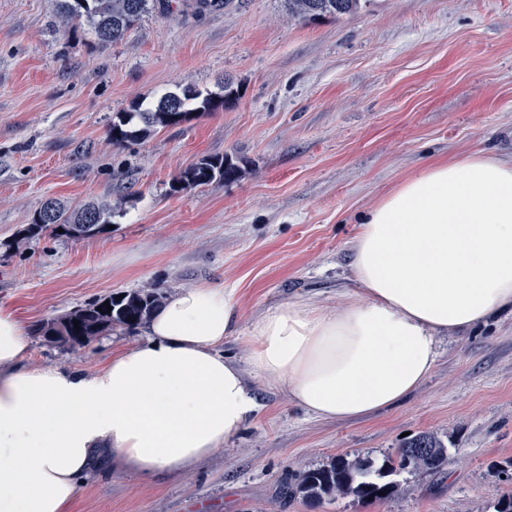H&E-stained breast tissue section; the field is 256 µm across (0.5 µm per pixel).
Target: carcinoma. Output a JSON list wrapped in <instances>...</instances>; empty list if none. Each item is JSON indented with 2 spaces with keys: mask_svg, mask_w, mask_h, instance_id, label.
Masks as SVG:
<instances>
[{
  "mask_svg": "<svg viewBox=\"0 0 512 512\" xmlns=\"http://www.w3.org/2000/svg\"><path fill=\"white\" fill-rule=\"evenodd\" d=\"M182 6L198 12H216L224 9V0H182ZM361 7V0H288L291 14L305 20L353 14ZM151 9L169 13L172 0H56L57 18L65 23L76 21L87 27L99 45L123 39ZM239 96V88L226 82L218 92H204L187 86L164 94L146 107L134 102L129 110L118 112L113 118L110 129L112 143L124 146L145 140L155 129L181 124L194 114L229 109ZM239 174L240 166L233 157L227 154L203 156L179 173L171 184V191H187L214 181L231 182ZM111 212L108 204H88L71 211L60 202L49 199L34 213L30 229L34 232L48 230L55 236L61 228L63 234L77 239L79 225H106ZM161 299L160 293L148 290L126 291L122 298L111 293L42 323L38 332L48 337L51 326L71 324L76 320L80 330L74 335L82 336L84 340L76 343L59 340L57 344L68 348L83 347L114 328L136 329L160 305ZM106 301L112 310L103 306ZM447 464L448 448L444 442L433 433H422L380 461L369 456L352 458L340 454L320 467L292 475V486L296 494L313 505L336 496L383 501L398 493L400 483L396 477L401 474L417 471L437 473Z\"/></svg>",
  "mask_w": 512,
  "mask_h": 512,
  "instance_id": "obj_1",
  "label": "carcinoma"
}]
</instances>
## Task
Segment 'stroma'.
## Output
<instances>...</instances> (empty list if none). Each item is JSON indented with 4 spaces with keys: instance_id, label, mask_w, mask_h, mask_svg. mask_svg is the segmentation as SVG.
<instances>
[{
    "instance_id": "obj_1",
    "label": "stroma",
    "mask_w": 512,
    "mask_h": 512,
    "mask_svg": "<svg viewBox=\"0 0 512 512\" xmlns=\"http://www.w3.org/2000/svg\"><path fill=\"white\" fill-rule=\"evenodd\" d=\"M240 89L228 110L113 145L116 113L183 86ZM512 159V0H364L303 20L287 0H224L201 17L151 12L119 42L62 25L55 0H0V306L28 325L143 288L231 290L224 354L261 411L194 469L144 476L93 462L71 512H490L512 493V315L439 339L437 361L403 404L323 421L248 363L259 314L299 295L336 305L351 287L349 242L380 195L438 156ZM228 154L241 173L174 193L180 170ZM112 206L86 239L26 236L47 199ZM114 329L89 346L34 335V367L93 371L134 346ZM448 448L442 472L413 474L385 501L283 499L285 475L339 454L394 452L403 433Z\"/></svg>"
}]
</instances>
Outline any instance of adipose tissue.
I'll return each instance as SVG.
<instances>
[{
  "label": "adipose tissue",
  "mask_w": 512,
  "mask_h": 512,
  "mask_svg": "<svg viewBox=\"0 0 512 512\" xmlns=\"http://www.w3.org/2000/svg\"><path fill=\"white\" fill-rule=\"evenodd\" d=\"M355 288L309 297L250 326L249 363L319 418L392 408L431 372L437 339L512 309V160L437 158L383 193L349 247ZM232 293L177 289L144 338L101 369L24 365L32 334L0 307V512H66L93 455L179 474L238 436L260 403L225 358Z\"/></svg>",
  "instance_id": "ef3b65f1"
}]
</instances>
